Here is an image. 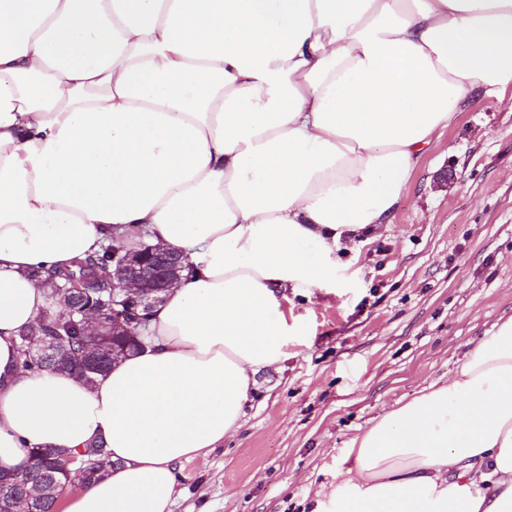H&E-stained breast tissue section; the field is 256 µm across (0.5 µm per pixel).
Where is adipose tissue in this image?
<instances>
[{
    "label": "adipose tissue",
    "mask_w": 512,
    "mask_h": 512,
    "mask_svg": "<svg viewBox=\"0 0 512 512\" xmlns=\"http://www.w3.org/2000/svg\"><path fill=\"white\" fill-rule=\"evenodd\" d=\"M512 85V0H0V474L104 441L64 512H171L302 341L291 296L389 229L467 99ZM182 253L137 353L26 371L34 271L107 229ZM313 512H512V315L343 449Z\"/></svg>",
    "instance_id": "obj_1"
}]
</instances>
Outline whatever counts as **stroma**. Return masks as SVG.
<instances>
[{"label": "stroma", "instance_id": "stroma-1", "mask_svg": "<svg viewBox=\"0 0 512 512\" xmlns=\"http://www.w3.org/2000/svg\"><path fill=\"white\" fill-rule=\"evenodd\" d=\"M294 303L305 342L257 374L235 435L181 465L173 512H311L356 434L447 380L512 314V109L462 103L417 160L390 230L336 292Z\"/></svg>", "mask_w": 512, "mask_h": 512}]
</instances>
